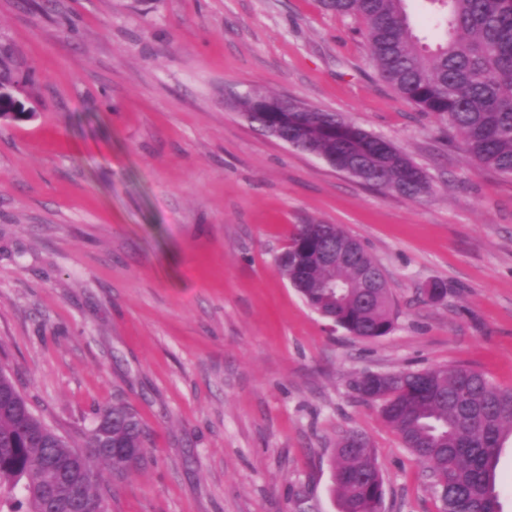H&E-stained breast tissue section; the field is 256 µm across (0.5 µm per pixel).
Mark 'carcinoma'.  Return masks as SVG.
<instances>
[{
  "label": "carcinoma",
  "instance_id": "cac0c4a2",
  "mask_svg": "<svg viewBox=\"0 0 512 512\" xmlns=\"http://www.w3.org/2000/svg\"><path fill=\"white\" fill-rule=\"evenodd\" d=\"M327 11L362 25L380 78L402 98L434 115L458 138L482 169L512 177V0H430L432 26L440 38L422 43L407 10L408 0H320ZM23 66L18 50L0 36V87L6 89ZM254 90L233 99L253 113L262 131L280 121L278 112H253ZM288 137L297 147L325 159L360 147L351 166L360 182L403 196L425 193V171L395 146L333 112L303 105L288 113ZM341 246L356 263H321L316 255ZM275 263L280 274L323 318L361 339L394 328L387 278L355 239L333 224H302ZM354 380V389L380 402L383 420L425 465L441 512H502L497 467L512 440V388L464 366L403 370ZM105 431L92 427L74 446L41 421L0 366V512H83V504L106 508L110 490L100 466L121 479L140 468L148 449L141 421L122 403L98 410ZM334 486L339 512H380L384 484L368 439L354 430L336 439ZM80 489L76 499L72 490Z\"/></svg>",
  "mask_w": 512,
  "mask_h": 512
}]
</instances>
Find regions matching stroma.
Listing matches in <instances>:
<instances>
[{
	"label": "stroma",
	"mask_w": 512,
	"mask_h": 512,
	"mask_svg": "<svg viewBox=\"0 0 512 512\" xmlns=\"http://www.w3.org/2000/svg\"><path fill=\"white\" fill-rule=\"evenodd\" d=\"M31 119L0 125V365L80 441L138 413L148 460L108 512H338L337 436L368 437L383 512H440L365 372L466 365L512 388V179L449 148L319 0H0ZM254 89L341 115L430 189L370 187L249 124ZM340 225L388 279L395 328L329 330L281 276L296 227ZM444 281L450 292L426 302Z\"/></svg>",
	"instance_id": "stroma-1"
}]
</instances>
